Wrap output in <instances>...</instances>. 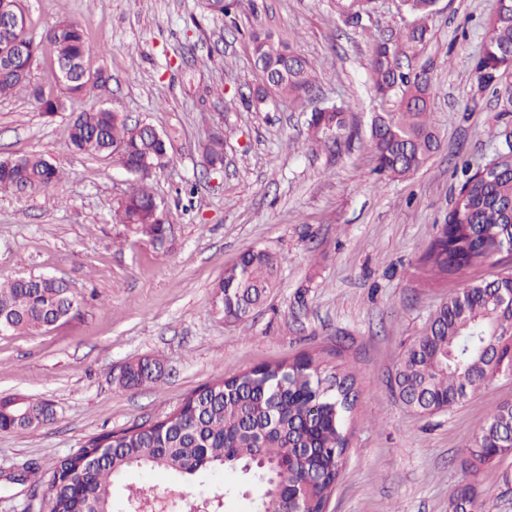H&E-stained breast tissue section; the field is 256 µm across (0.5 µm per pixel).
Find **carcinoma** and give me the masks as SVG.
<instances>
[{
	"label": "carcinoma",
	"mask_w": 512,
	"mask_h": 512,
	"mask_svg": "<svg viewBox=\"0 0 512 512\" xmlns=\"http://www.w3.org/2000/svg\"><path fill=\"white\" fill-rule=\"evenodd\" d=\"M238 2L209 0L204 9L226 16ZM401 2L417 21L393 40H377L369 62L375 93L395 100V109L375 113L368 129L375 171L392 180L410 176L439 149L429 120L432 79L411 65L426 41L425 19L437 0ZM335 9L344 23L359 26L373 6L372 0H335ZM18 38L28 42V51L0 62V98L26 91L40 110L61 112L72 99L92 95L107 81L102 71L95 81L61 79L63 95L47 94L30 81L39 44L27 32L0 30V52ZM43 40L53 46L55 60L74 68L81 67L90 52L75 23L48 27ZM510 51L512 0H497L476 63L480 84H502L512 66ZM252 58L263 70L257 100L271 93L292 101L311 96L313 67L289 41L255 32ZM308 126L316 140L337 145L349 130L346 110L336 104L316 109ZM495 138L499 151L492 171L482 174L484 165L467 170L459 188L455 202L461 205L462 219L448 212L442 235L423 253L424 263L442 278L480 268L504 250L508 256L500 261L512 263V129L503 126ZM68 146L83 155L109 158L133 177L136 188L117 203L115 223L143 240L163 239L164 205L145 183L170 162L168 137L155 135L146 122L131 124L101 105L76 113L68 126ZM203 152L210 164L223 165L224 138L210 135ZM60 180L59 169L42 155L0 160V189L41 190ZM277 267L278 258L265 249L243 251L213 285L211 310L230 326L245 322L275 287ZM79 305L80 299L62 280L31 274L1 279L0 334H34L68 318ZM499 375L512 376V268L466 283L430 313L401 356L392 389L409 410L433 414L464 403L487 379ZM161 377L160 363L143 358L124 366L118 384L135 389ZM354 385L352 374L330 371L312 356L269 364L260 377L249 370L220 378L194 391L158 424L101 433L61 458L59 476L48 482L53 512H153L154 505L130 486L124 497L114 496V484L133 466L189 483L219 505L237 494L235 487L224 484V472L239 470L262 487L248 512H323L345 468ZM54 416L45 400L0 397V431H28L52 422ZM510 456L511 402L487 417L461 466L475 473ZM461 500L474 512H483L474 485L454 489L448 512H458Z\"/></svg>",
	"instance_id": "1"
}]
</instances>
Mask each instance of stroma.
<instances>
[{
  "instance_id": "35a3bbf8",
  "label": "stroma",
  "mask_w": 512,
  "mask_h": 512,
  "mask_svg": "<svg viewBox=\"0 0 512 512\" xmlns=\"http://www.w3.org/2000/svg\"><path fill=\"white\" fill-rule=\"evenodd\" d=\"M332 2L242 0L224 17L204 13L200 0H24L30 36L77 23L88 67L109 80L66 112H42L25 94L0 99V159L41 154L64 172L45 191L0 190V279L50 275L81 299L49 330L0 335V396L45 399L56 412L51 425L0 432V512H46L58 460L89 437L151 424L219 378L307 354L352 370L359 390L329 512H448L465 481L487 492V512H512L501 480L512 457L475 474L461 467L488 415L512 401V377L433 415L407 409L390 386L429 313L463 285L433 278L420 260L453 206L461 164L492 159L495 132L512 125L503 94L480 89L475 72L496 0H439L427 19L428 41L412 65L433 79L440 148L394 181L376 175L366 134L371 113L388 109L369 80V50L415 18L400 0H374L354 29ZM256 30L290 39L313 64L310 101L254 100ZM325 102L350 105L351 140L313 138L307 118ZM94 104L170 139L171 161L150 179L168 219L162 242L112 221L132 179L67 145L75 112ZM217 132L224 167L215 173L202 145ZM251 247L280 258L277 284L230 327L211 310L213 285ZM144 356L162 362V381L119 388L121 367ZM31 461L42 483L23 480Z\"/></svg>"
}]
</instances>
